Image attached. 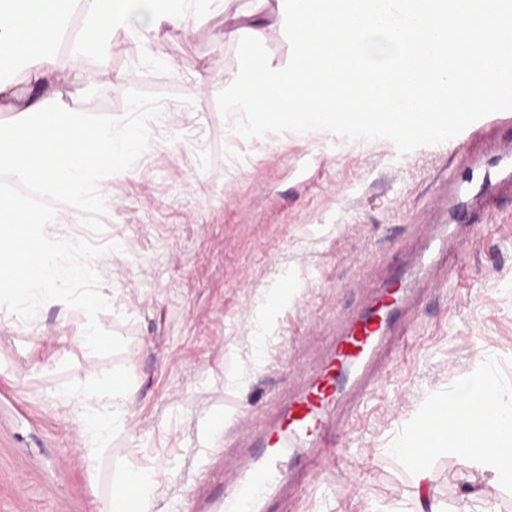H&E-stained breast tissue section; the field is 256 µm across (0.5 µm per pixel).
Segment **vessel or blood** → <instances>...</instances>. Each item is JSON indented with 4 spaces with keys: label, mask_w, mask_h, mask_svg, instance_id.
Returning <instances> with one entry per match:
<instances>
[{
    "label": "vessel or blood",
    "mask_w": 512,
    "mask_h": 512,
    "mask_svg": "<svg viewBox=\"0 0 512 512\" xmlns=\"http://www.w3.org/2000/svg\"><path fill=\"white\" fill-rule=\"evenodd\" d=\"M504 189L512 190V138L488 141L479 152H456L439 194L413 226L411 251L399 271L374 268L359 281L364 304L337 319L320 363L301 374L274 419L237 420L242 457L203 475V482L217 486L205 500L206 512H272L273 500L291 483L317 478L339 457L338 432L353 429L386 379L421 295L447 283L448 255L474 225L500 223L489 204Z\"/></svg>",
    "instance_id": "vessel-or-blood-1"
}]
</instances>
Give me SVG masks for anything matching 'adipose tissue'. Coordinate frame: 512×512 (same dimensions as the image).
<instances>
[{
	"instance_id": "ef3b65f1",
	"label": "adipose tissue",
	"mask_w": 512,
	"mask_h": 512,
	"mask_svg": "<svg viewBox=\"0 0 512 512\" xmlns=\"http://www.w3.org/2000/svg\"><path fill=\"white\" fill-rule=\"evenodd\" d=\"M237 0H0V109L16 114L0 127V177L16 190L0 201V250L17 249L22 264L0 269V309L35 324L32 307L65 305L86 267L67 263L71 249L54 228L98 205L108 194L95 180L97 165L120 174L121 159L141 154L145 139L135 128L112 122L89 123L67 105L87 88L85 60L106 57L117 31L142 44L155 43L161 27L185 29L189 16L233 14ZM26 69L32 86L18 95L14 77ZM41 191L47 203L32 208L23 192ZM133 389L122 372L108 387L64 392L67 406L84 424V451L100 455L110 433L126 424L125 406ZM456 455L512 486V386L495 380L493 360L475 379L456 385L448 397L430 404L408 427L394 453L416 481H424L431 458ZM156 474L117 475L102 512H151Z\"/></svg>"
}]
</instances>
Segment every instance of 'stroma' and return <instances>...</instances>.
Segmentation results:
<instances>
[{
	"mask_svg": "<svg viewBox=\"0 0 512 512\" xmlns=\"http://www.w3.org/2000/svg\"><path fill=\"white\" fill-rule=\"evenodd\" d=\"M238 26L265 20L271 60L290 45L273 29L272 0H239ZM213 13L186 32L162 31L156 50L173 62L145 68L139 42L117 36L107 64L90 62L76 103L92 122L122 120L147 149L113 179L97 218L78 231L74 261L92 266L108 300L42 308L38 329L0 319V512H100L123 470L161 477L154 512H173L188 475L209 466L232 430L211 416L256 415L285 398L328 346L339 313L358 307L354 281L375 264L395 263L448 172L454 149L398 155L388 140H349L312 130L245 140L231 131L216 98L237 70V44ZM208 82L202 103L189 86ZM143 111L130 109L131 101ZM57 228L60 236L74 231ZM450 287L425 294L381 390L353 433L336 440L333 467L282 498L277 512H418L427 492L443 512L491 506L512 512V487L491 483L453 454L434 456L424 487L390 448L428 404L474 376L483 358L512 385V221L477 225L450 260ZM293 289L269 306L280 278ZM94 322L103 345L82 343ZM127 372L134 395L126 426L106 451L85 456L80 421L61 395L109 384Z\"/></svg>",
	"mask_w": 512,
	"mask_h": 512,
	"instance_id": "35a3bbf8",
	"label": "stroma"
}]
</instances>
